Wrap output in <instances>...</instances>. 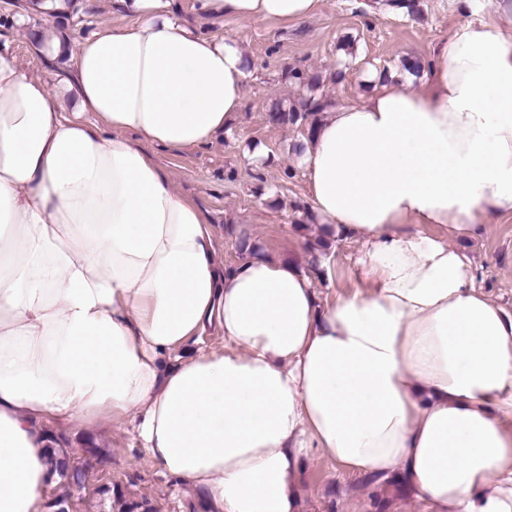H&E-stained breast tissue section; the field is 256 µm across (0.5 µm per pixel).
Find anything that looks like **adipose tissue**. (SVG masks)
Instances as JSON below:
<instances>
[{"mask_svg":"<svg viewBox=\"0 0 512 512\" xmlns=\"http://www.w3.org/2000/svg\"><path fill=\"white\" fill-rule=\"evenodd\" d=\"M12 16L43 61L0 47V512H43L49 421L130 419L149 461L209 512H300L301 465L400 480L425 512H512V314L453 235L512 214V29L456 25L426 81L326 112L296 155L326 238L361 244L351 291L327 264L214 261L211 224L147 145L227 132L252 65L176 0H114L81 38ZM320 0H200L296 22ZM442 227L445 237L426 234ZM216 331L222 349H180Z\"/></svg>","mask_w":512,"mask_h":512,"instance_id":"adipose-tissue-1","label":"adipose tissue"}]
</instances>
